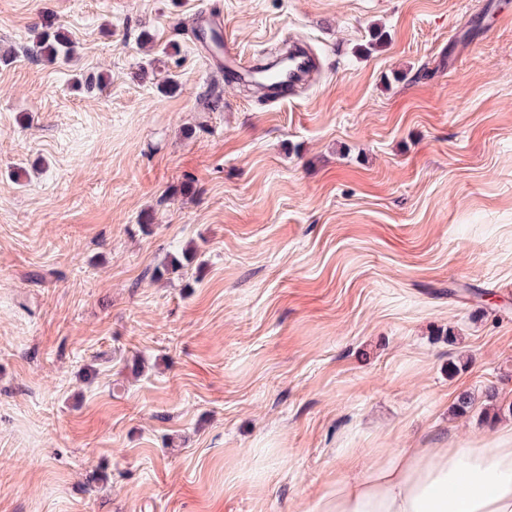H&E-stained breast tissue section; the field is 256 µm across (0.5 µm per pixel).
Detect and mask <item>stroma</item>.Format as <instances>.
Segmentation results:
<instances>
[{
  "instance_id": "35a3bbf8",
  "label": "stroma",
  "mask_w": 512,
  "mask_h": 512,
  "mask_svg": "<svg viewBox=\"0 0 512 512\" xmlns=\"http://www.w3.org/2000/svg\"><path fill=\"white\" fill-rule=\"evenodd\" d=\"M203 9L322 72L226 84ZM1 48L0 512H314L339 449L512 426V0H0ZM27 52L37 60L69 61L73 54V41L54 19L46 18L37 26ZM288 90H294L306 76L316 72L319 66L317 58L308 50L293 45V53L288 57ZM293 77H295L293 79ZM196 259L197 252L191 245H188L181 252L170 254L162 268L154 270L152 277L160 279L165 275H179L185 267L191 265Z\"/></svg>"
}]
</instances>
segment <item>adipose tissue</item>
<instances>
[{"mask_svg":"<svg viewBox=\"0 0 512 512\" xmlns=\"http://www.w3.org/2000/svg\"><path fill=\"white\" fill-rule=\"evenodd\" d=\"M315 512H512V431L480 447L398 448L351 463Z\"/></svg>","mask_w":512,"mask_h":512,"instance_id":"ef3b65f1","label":"adipose tissue"}]
</instances>
